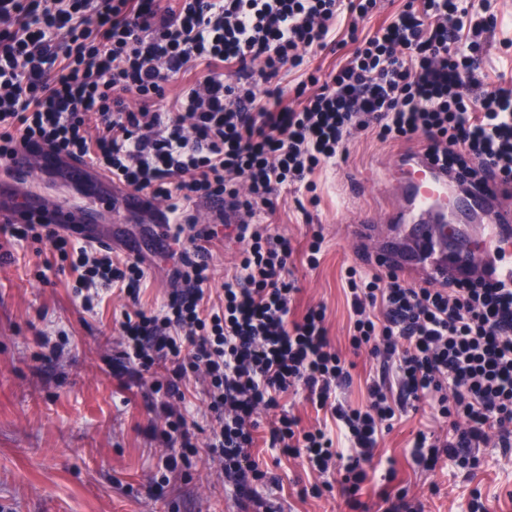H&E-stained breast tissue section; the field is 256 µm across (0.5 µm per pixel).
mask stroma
Returning a JSON list of instances; mask_svg holds the SVG:
<instances>
[{
    "instance_id": "obj_1",
    "label": "stroma",
    "mask_w": 512,
    "mask_h": 512,
    "mask_svg": "<svg viewBox=\"0 0 512 512\" xmlns=\"http://www.w3.org/2000/svg\"><path fill=\"white\" fill-rule=\"evenodd\" d=\"M496 11L483 54L488 89L512 82V0H497ZM406 150L355 132L346 158L317 175L318 206L308 205V193L291 185L281 190L275 212L263 217L296 252L298 311L324 304L331 343L354 364L352 380L339 395L355 406L366 399V380L375 365L366 352L349 346L343 277L350 266L373 270L374 245L354 240L349 228L380 210L394 193L395 160ZM15 196L40 197L78 218L92 215L97 235L111 242L114 260L123 262L139 251L146 277L138 301L118 288L101 287L89 311L75 291L74 275L46 269V262L59 260L48 242L0 248V512H245L243 500L224 479L223 461L207 447L215 424L207 406L208 376L200 371L190 377L184 401L173 405L187 420L196 452L171 473L164 467L172 453L164 437V390L154 379L137 385L113 371L124 349L119 324L125 313L138 307L160 310L175 288L171 263L157 248L152 212L115 214L92 181L72 180L51 167L26 176L0 169V199ZM301 200L306 210H299ZM316 232L324 236L323 253L312 269L300 251ZM45 338L59 345L56 357L42 358ZM425 427L442 434L447 424L425 409L380 438L377 476L359 494L367 512H384L380 477L390 467L408 500L422 502L424 512H468L476 490L489 512H512V453L492 440L481 447L482 464L474 471L446 458L425 471L408 455L409 441ZM251 457L277 478L256 487L277 512H349L340 495H306L315 477L299 460L278 457L260 444Z\"/></svg>"
}]
</instances>
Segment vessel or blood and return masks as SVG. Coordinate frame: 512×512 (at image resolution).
<instances>
[{
	"label": "vessel or blood",
	"mask_w": 512,
	"mask_h": 512,
	"mask_svg": "<svg viewBox=\"0 0 512 512\" xmlns=\"http://www.w3.org/2000/svg\"><path fill=\"white\" fill-rule=\"evenodd\" d=\"M35 157L78 177L87 176L89 171L84 161L57 159L45 147L18 146L6 163L22 170ZM397 175L403 197L389 204L386 216L389 223L400 225L415 247L407 252L384 249L376 255V264L431 281H443L451 275L471 277L477 270L491 267L512 273V260H506L502 251L504 245L512 243V213L497 207L503 193L498 181H487L457 195L447 174L421 153L403 158ZM19 211L44 216L63 229L73 222L67 210L34 196L18 205L0 202V221L13 219Z\"/></svg>",
	"instance_id": "obj_1"
}]
</instances>
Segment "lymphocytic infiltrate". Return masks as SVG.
I'll return each mask as SVG.
<instances>
[{
    "label": "lymphocytic infiltrate",
    "instance_id": "f902f5d3",
    "mask_svg": "<svg viewBox=\"0 0 512 512\" xmlns=\"http://www.w3.org/2000/svg\"><path fill=\"white\" fill-rule=\"evenodd\" d=\"M377 0H0V158L28 142L87 161L113 183L166 203L163 251L180 283L160 312L125 314L124 355L137 378L167 362L168 397L205 371L218 427L210 448L247 501L271 481L251 460L257 408L277 412L266 442L302 460L361 512L378 437L408 410L427 405L452 438L417 431L410 456L431 469L449 458L480 462L497 438L512 447V277L449 278L413 285L393 270H345L350 346L378 373L365 404L341 401L351 378L333 348L324 306L295 315L299 292L288 241L255 223L284 186L317 204L315 174L345 159L350 136L421 141L456 185L494 172L512 187V87L482 89L481 36L497 22L495 0H405L373 34ZM348 48L337 69L312 60ZM301 73L278 86L282 72ZM181 88L166 102L171 82ZM238 215L197 221L202 202ZM228 226L245 247L218 304L206 305L205 260ZM47 241L71 261L82 288L100 284L138 296L140 258L116 266L111 253H69L67 236L28 220L0 226V240ZM303 390L334 429L302 428L280 398ZM337 469L339 483L325 481Z\"/></svg>",
    "mask_w": 512,
    "mask_h": 512
}]
</instances>
